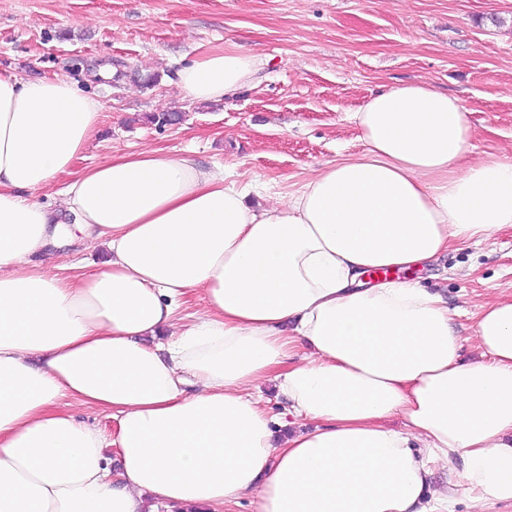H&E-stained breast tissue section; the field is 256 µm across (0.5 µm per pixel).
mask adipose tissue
Listing matches in <instances>:
<instances>
[{
    "label": "adipose tissue",
    "mask_w": 512,
    "mask_h": 512,
    "mask_svg": "<svg viewBox=\"0 0 512 512\" xmlns=\"http://www.w3.org/2000/svg\"><path fill=\"white\" fill-rule=\"evenodd\" d=\"M262 63L213 52L177 85L227 99ZM102 110L70 81L0 74V512L512 502V298L481 305L465 362L438 294L363 280L512 227V160L469 161L459 98L426 82L370 95L346 115L364 152L260 208L223 168L157 149L74 172ZM68 173L61 224L38 195ZM62 238L107 256L49 276ZM269 377L303 429L273 428ZM438 465L457 482L433 488Z\"/></svg>",
    "instance_id": "adipose-tissue-1"
}]
</instances>
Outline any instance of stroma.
I'll use <instances>...</instances> for the list:
<instances>
[{"mask_svg":"<svg viewBox=\"0 0 512 512\" xmlns=\"http://www.w3.org/2000/svg\"><path fill=\"white\" fill-rule=\"evenodd\" d=\"M221 48L262 56L259 81L219 102L184 100L179 68ZM116 61L161 82L114 80ZM4 71L68 77L103 104L75 171L160 149L261 185L256 205L359 153L346 112L400 82H429L471 110V160L512 159V0H0ZM171 112L179 124L155 122ZM396 277L442 296L472 359L480 305L512 296V227Z\"/></svg>","mask_w":512,"mask_h":512,"instance_id":"1","label":"stroma"}]
</instances>
